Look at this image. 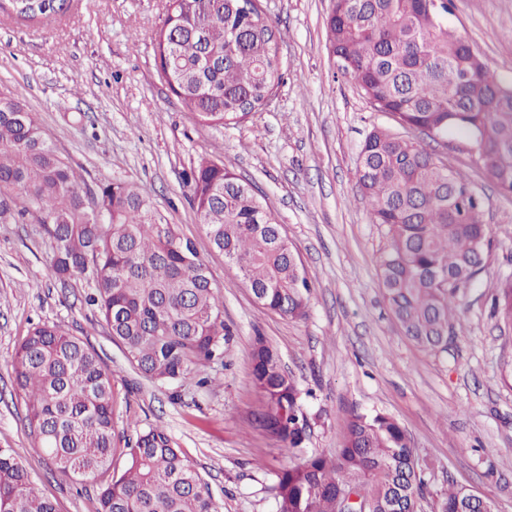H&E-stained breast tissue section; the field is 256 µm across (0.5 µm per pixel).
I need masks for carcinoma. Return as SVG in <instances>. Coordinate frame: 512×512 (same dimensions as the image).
<instances>
[{
    "label": "carcinoma",
    "mask_w": 512,
    "mask_h": 512,
    "mask_svg": "<svg viewBox=\"0 0 512 512\" xmlns=\"http://www.w3.org/2000/svg\"><path fill=\"white\" fill-rule=\"evenodd\" d=\"M260 0H175L155 38L160 74L196 121L220 129L265 106L282 84L279 32ZM453 0H334L327 19L337 70L397 124L431 140L456 134L497 186L512 193V88L448 29ZM71 0H0L22 21L63 15ZM358 185L373 224L386 227L380 260L383 298L419 346L448 349L453 299L483 269L490 246L484 203L460 172L436 162L409 136L373 128L357 159ZM216 251L237 267L264 309L307 317L311 285L296 249L253 188L224 163L199 161L185 183ZM39 215L61 282L84 277L113 341L146 379L208 384L207 366L232 339L223 295L195 243L166 224L150 195L104 182L85 199L79 176L35 112L0 90V223ZM498 320L512 325V276L499 280ZM253 382L263 398L254 422L291 462L277 473L275 512H337L340 496L362 512H419L426 488L406 430L381 412H349L336 453L309 447L320 415L311 392L283 370L258 336ZM12 372L38 447L63 476L92 480L97 512H218L196 464L160 426L117 446L112 373L83 339L36 324L15 351ZM0 512H58L34 487L12 448H0ZM437 512H482L470 489L451 485Z\"/></svg>",
    "instance_id": "1"
}]
</instances>
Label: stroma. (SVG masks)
Instances as JSON below:
<instances>
[{
  "mask_svg": "<svg viewBox=\"0 0 512 512\" xmlns=\"http://www.w3.org/2000/svg\"><path fill=\"white\" fill-rule=\"evenodd\" d=\"M282 33L283 83L271 103L221 130L196 123L161 77L154 37L166 0H73L48 22L0 14V87L36 112L86 188L102 182L147 191L165 222L190 238L223 287L233 339L211 384L160 386L140 376L93 306L92 286L61 285L50 268L51 241L35 220L0 224V448L16 451L36 488L59 512H96L97 486L52 474L24 418L11 361L36 323L87 337L112 372L117 433L163 427L197 465L221 512H274L276 472L287 453L254 423L261 398L252 383L255 337L274 346L298 386L322 410L311 445L332 454L350 410L380 411L407 431L426 495L421 512L449 484L512 512V326L492 314L493 289L512 275V194L470 164L456 139L427 141L436 161L462 170L485 203L492 247L485 269L460 289V320L448 349L431 353L405 335L382 295L379 260L388 246L357 185L356 161L373 126L398 131L355 84L337 72L326 18L332 0H261ZM449 27L512 87V0H454ZM219 160L251 183L294 243L312 294L301 321L261 308L248 284L212 249L185 181L200 158Z\"/></svg>",
  "mask_w": 512,
  "mask_h": 512,
  "instance_id": "obj_1",
  "label": "stroma"
}]
</instances>
